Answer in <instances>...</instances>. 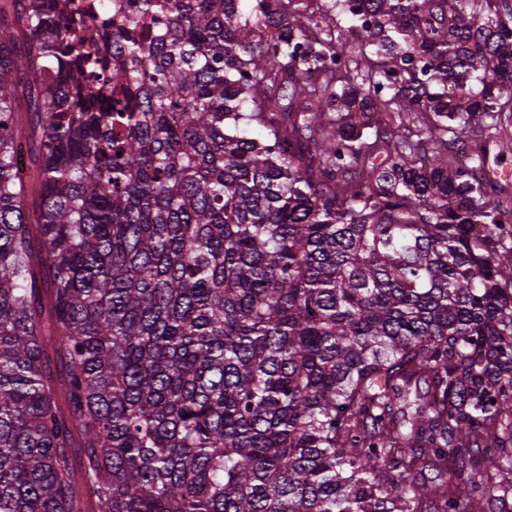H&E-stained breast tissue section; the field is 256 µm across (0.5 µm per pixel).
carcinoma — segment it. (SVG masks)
<instances>
[{"instance_id":"obj_1","label":"carcinoma","mask_w":512,"mask_h":512,"mask_svg":"<svg viewBox=\"0 0 512 512\" xmlns=\"http://www.w3.org/2000/svg\"><path fill=\"white\" fill-rule=\"evenodd\" d=\"M92 18L0 0V512H508L512 0Z\"/></svg>"}]
</instances>
